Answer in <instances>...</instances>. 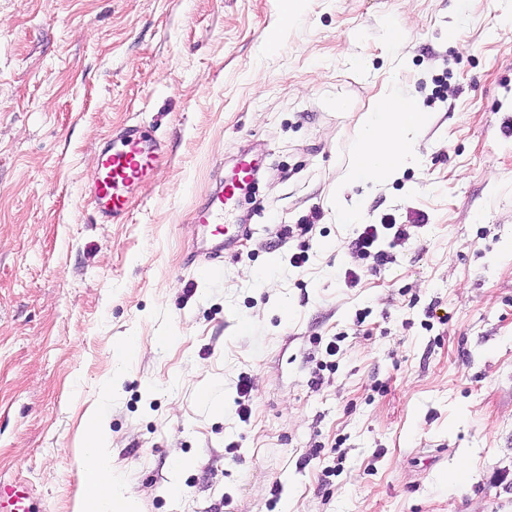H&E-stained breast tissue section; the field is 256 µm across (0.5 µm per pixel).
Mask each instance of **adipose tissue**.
<instances>
[{
  "label": "adipose tissue",
  "instance_id": "1",
  "mask_svg": "<svg viewBox=\"0 0 512 512\" xmlns=\"http://www.w3.org/2000/svg\"><path fill=\"white\" fill-rule=\"evenodd\" d=\"M426 121V114L417 107L407 108L398 98H386L381 108L368 114L358 131V150L347 180L378 181L405 166ZM108 448L109 438L100 415L89 412L82 448L86 461L84 493L78 512H137V493L113 474Z\"/></svg>",
  "mask_w": 512,
  "mask_h": 512
}]
</instances>
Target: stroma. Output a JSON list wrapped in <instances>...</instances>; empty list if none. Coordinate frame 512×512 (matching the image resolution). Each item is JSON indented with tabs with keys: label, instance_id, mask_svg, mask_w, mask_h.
Masks as SVG:
<instances>
[{
	"label": "stroma",
	"instance_id": "obj_1",
	"mask_svg": "<svg viewBox=\"0 0 512 512\" xmlns=\"http://www.w3.org/2000/svg\"><path fill=\"white\" fill-rule=\"evenodd\" d=\"M388 94L417 157L346 183ZM131 124L165 160L106 224ZM243 155L206 275L193 212ZM390 222V262L352 251ZM100 405L142 512H512V0H0V481L76 512Z\"/></svg>",
	"mask_w": 512,
	"mask_h": 512
}]
</instances>
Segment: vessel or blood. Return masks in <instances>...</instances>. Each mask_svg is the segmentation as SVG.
Returning <instances> with one entry per match:
<instances>
[{
  "instance_id": "1",
  "label": "vessel or blood",
  "mask_w": 512,
  "mask_h": 512,
  "mask_svg": "<svg viewBox=\"0 0 512 512\" xmlns=\"http://www.w3.org/2000/svg\"><path fill=\"white\" fill-rule=\"evenodd\" d=\"M158 159L156 141L134 125L122 129L111 145L102 149L97 175L90 188V201L103 221L125 216L130 188L153 175ZM253 174L251 162H240L233 176L225 181L221 193L212 196L209 204L198 208L197 223L223 224L225 209L232 205L240 186ZM30 499L29 492L23 487L0 483V512H32Z\"/></svg>"
}]
</instances>
